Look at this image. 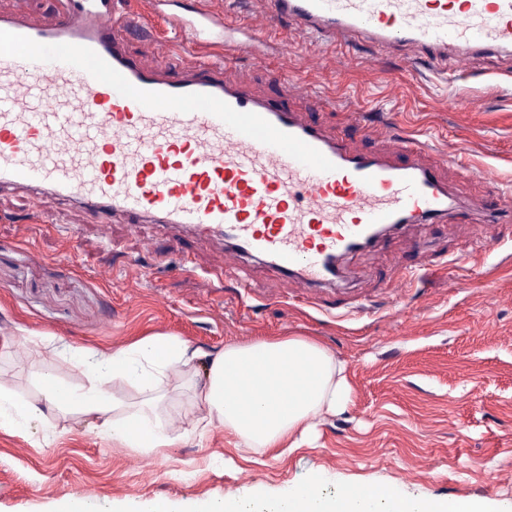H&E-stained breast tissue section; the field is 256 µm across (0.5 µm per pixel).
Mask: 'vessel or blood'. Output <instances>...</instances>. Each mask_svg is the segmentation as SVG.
Instances as JSON below:
<instances>
[{
	"label": "vessel or blood",
	"instance_id": "1",
	"mask_svg": "<svg viewBox=\"0 0 512 512\" xmlns=\"http://www.w3.org/2000/svg\"><path fill=\"white\" fill-rule=\"evenodd\" d=\"M56 4L49 23L0 12V190L31 191L38 209L76 203L105 225L195 229L297 279L312 303L378 230L453 217L444 164L418 140L382 125L381 147L357 151L310 120L331 102L302 82L280 80L276 101L221 58L147 66L116 0ZM283 22L438 65L452 49L512 50V0H268V25ZM470 209L498 224L512 195L491 183Z\"/></svg>",
	"mask_w": 512,
	"mask_h": 512
}]
</instances>
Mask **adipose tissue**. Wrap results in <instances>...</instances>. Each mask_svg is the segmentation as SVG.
Listing matches in <instances>:
<instances>
[{
	"instance_id": "adipose-tissue-1",
	"label": "adipose tissue",
	"mask_w": 512,
	"mask_h": 512,
	"mask_svg": "<svg viewBox=\"0 0 512 512\" xmlns=\"http://www.w3.org/2000/svg\"><path fill=\"white\" fill-rule=\"evenodd\" d=\"M85 366L88 383L68 386L54 371L39 375V401L18 399L0 383V430H23L30 420H47L53 410L94 418L100 434L126 448H165L171 439L158 409L163 391L191 371L201 351L170 336H149L112 352L72 349ZM134 386L143 399L126 415L104 388V380ZM198 397L207 420L223 423L245 447L256 452L278 448L309 431L323 414L344 406L350 385L342 363L318 342L302 336H277L230 344L215 354L201 379ZM440 503L409 501L384 488L363 485L342 498L328 499L319 481L278 499L274 512H441Z\"/></svg>"
}]
</instances>
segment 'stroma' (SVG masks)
I'll return each instance as SVG.
<instances>
[{
    "label": "stroma",
    "mask_w": 512,
    "mask_h": 512,
    "mask_svg": "<svg viewBox=\"0 0 512 512\" xmlns=\"http://www.w3.org/2000/svg\"><path fill=\"white\" fill-rule=\"evenodd\" d=\"M143 31L128 41L145 63L179 69L211 54V41L263 25L265 0H118ZM220 19L168 54L183 35L172 17ZM230 64L257 89L272 77L297 79L334 99L317 112L325 128L359 149L376 146L354 112L380 114L454 154L448 171L460 199L487 182L512 186V55L450 51L438 66L407 49L314 42L276 26ZM490 241L489 252L480 244ZM412 268L400 278L401 265ZM110 271L103 280L101 271ZM339 290L307 306L301 283L261 261L240 259L225 242L198 239L172 224L102 226L78 206L35 209L28 195L0 193V381L36 401L39 371L86 381L69 348L111 351L145 336H175L213 354L227 344L309 336L346 368V406L284 453L247 454L220 424L201 426L191 389L162 403L169 447L124 448L90 418L53 412L19 433L0 430V512H60L86 485L95 512H150L237 499L270 508L288 490L323 477L325 496L359 484L397 487L410 501L474 503L512 512V223L479 217L409 224L342 259Z\"/></svg>",
    "instance_id": "obj_1"
}]
</instances>
